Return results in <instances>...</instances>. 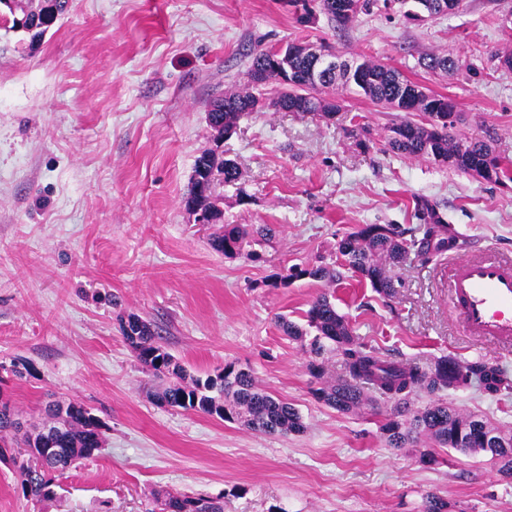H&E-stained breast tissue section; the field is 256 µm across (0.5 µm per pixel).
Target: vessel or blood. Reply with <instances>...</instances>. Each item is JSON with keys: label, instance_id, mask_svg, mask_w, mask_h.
Segmentation results:
<instances>
[{"label": "vessel or blood", "instance_id": "vessel-or-blood-1", "mask_svg": "<svg viewBox=\"0 0 512 512\" xmlns=\"http://www.w3.org/2000/svg\"><path fill=\"white\" fill-rule=\"evenodd\" d=\"M448 299L474 339L512 347V257L482 251L456 259Z\"/></svg>", "mask_w": 512, "mask_h": 512}]
</instances>
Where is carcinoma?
Segmentation results:
<instances>
[{
  "mask_svg": "<svg viewBox=\"0 0 512 512\" xmlns=\"http://www.w3.org/2000/svg\"><path fill=\"white\" fill-rule=\"evenodd\" d=\"M69 0H12L0 10V29L29 38V44L41 40L45 33L68 11ZM418 64L429 72H449L459 68V62L446 55L427 54ZM367 74L363 84L336 78L325 85L321 94L328 97L336 86L354 89L376 104L390 105L397 98L409 95L407 109L423 116L420 122L404 121L389 128L388 149L406 157L423 159L435 164L468 173L488 166L485 180L499 183L512 181V164L499 158L487 160L488 145L479 139H457L451 134L456 122H441L430 112L436 105L443 109H456L457 103H448V97L433 94L416 83L400 78V73L369 59L362 62ZM288 99L290 112H321L324 106L313 91L300 81L283 90L278 97L266 100L262 92L234 93L224 96V111L210 112L208 116L224 123V132L236 130L244 115L277 107L278 101ZM240 171L232 159L222 157L213 149L203 151L194 165L191 186L186 198L197 204L200 212L217 222L223 218L222 198L216 194L219 182L233 183ZM423 223L415 232L396 224H361L338 242L337 249L343 265L369 281L380 295L395 294V281L389 268L407 260L413 254L423 261L448 251V225L440 222L437 206L420 204ZM272 229L261 225L249 232L237 225H224V233L210 241L213 250L227 258L243 254L248 242H267ZM334 281L336 269L327 264L291 267L280 277L281 282L300 278ZM285 335L301 339L311 337L310 348L315 355L325 350L340 352L348 378L328 383L315 389L318 400L342 413L354 412L367 402L366 391L394 402L393 412L383 425L385 444L389 448H405L421 438L432 439L440 448H448L465 455L488 456L500 463V471L512 476V431H498L502 443L490 448L484 436L491 424L478 416H465L440 401V393L457 388L459 379L476 382L483 393L498 397L512 391V374L481 358L458 361L444 357L434 365L398 364L383 359L372 347L358 341L336 305L325 293L318 295L306 313V327L288 319H279ZM123 338L133 349L142 369L168 384L156 394L163 404L194 411L221 419L233 420L260 434H295L304 429L299 412L288 403L259 388L248 372L230 362L212 376L187 378L183 368L159 341L151 324L137 316H128L121 322ZM423 391L430 402L413 411L411 395ZM47 421L30 431L23 432L20 453L28 456L18 473L24 497L43 502L54 497L51 482L55 474H63L79 461L97 456L102 448V432L92 412L77 401L55 403L46 410ZM16 412L8 404H0V434L18 431ZM224 512V498L204 495L169 496L159 502V512Z\"/></svg>",
  "mask_w": 512,
  "mask_h": 512,
  "instance_id": "cac0c4a2",
  "label": "carcinoma"
}]
</instances>
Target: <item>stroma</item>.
I'll use <instances>...</instances> for the list:
<instances>
[{
  "label": "stroma",
  "instance_id": "35a3bbf8",
  "mask_svg": "<svg viewBox=\"0 0 512 512\" xmlns=\"http://www.w3.org/2000/svg\"><path fill=\"white\" fill-rule=\"evenodd\" d=\"M512 0H465L453 14L412 23L382 10L347 26L300 19L285 0H70L36 49L0 30V399L29 424L49 404L78 401L102 424V450L56 479V496L24 498L0 462V512H155L158 493L223 497L225 512H424L436 493L448 512H512V479L487 457L425 442L386 447L390 405L341 413L319 401L303 323L321 293L355 336L384 359L428 367L443 356L512 369V353L465 336L448 303V258L403 263L394 297L348 269L339 280L282 284L294 265L334 264L361 224L416 227V199L439 207L459 247L512 254V182L493 184L393 154V124L418 121L353 92L329 120L266 109L243 116L224 142L236 183L217 185L224 221L270 224L254 258H227L183 197L211 146V101L249 85L253 50L325 42L454 98V133L512 161ZM459 60L451 76L421 56ZM370 130L363 138L354 130ZM151 323L188 374L225 363L295 407L303 433L264 435L238 423L151 401L157 385L118 319ZM465 414L512 427V394L443 392Z\"/></svg>",
  "mask_w": 512,
  "mask_h": 512
}]
</instances>
